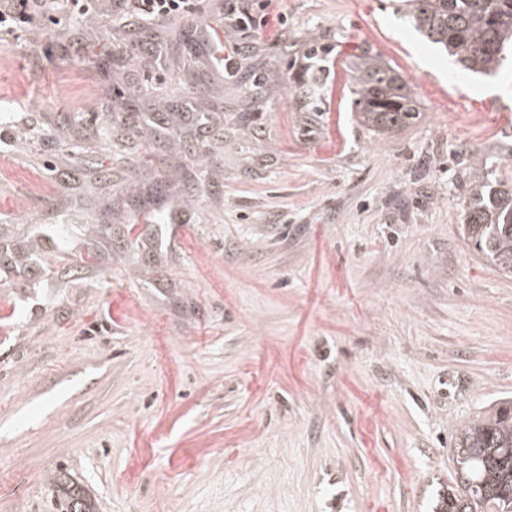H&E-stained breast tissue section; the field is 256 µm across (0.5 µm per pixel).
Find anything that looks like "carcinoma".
Masks as SVG:
<instances>
[{
    "label": "carcinoma",
    "instance_id": "obj_1",
    "mask_svg": "<svg viewBox=\"0 0 512 512\" xmlns=\"http://www.w3.org/2000/svg\"><path fill=\"white\" fill-rule=\"evenodd\" d=\"M402 18L448 53L463 70L497 77L512 62V0H402ZM358 121L381 130L418 118L407 81L364 53L352 76ZM494 163L470 160L465 183L469 202L461 230L498 271L512 274V180L493 175ZM455 484L439 496L436 512H512V398L459 424L452 444ZM52 483L63 512H97L79 483L56 476Z\"/></svg>",
    "mask_w": 512,
    "mask_h": 512
}]
</instances>
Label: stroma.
<instances>
[{
	"label": "stroma",
	"mask_w": 512,
	"mask_h": 512,
	"mask_svg": "<svg viewBox=\"0 0 512 512\" xmlns=\"http://www.w3.org/2000/svg\"><path fill=\"white\" fill-rule=\"evenodd\" d=\"M224 2L0 44V296L33 287L0 318V512H57L64 472L98 512H432L454 429L512 398V276L461 234L458 167L512 177V80L452 72L397 0H282L244 36ZM365 51L417 123H358ZM223 45V38H217L216 47V68L217 70L223 69L224 62V77L228 79L235 78L238 75L237 61L241 57V45L238 42L225 40L224 42V56L220 47Z\"/></svg>",
	"instance_id": "stroma-1"
}]
</instances>
